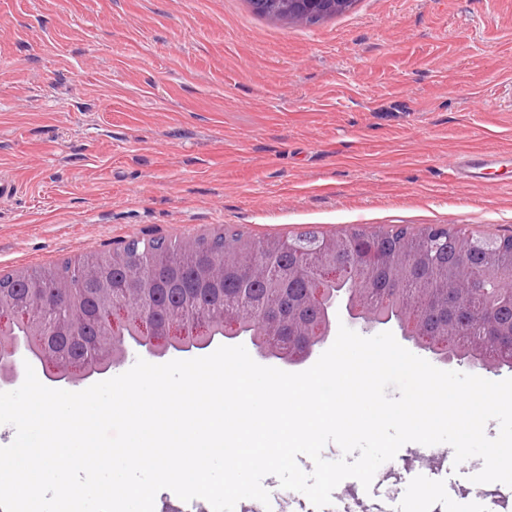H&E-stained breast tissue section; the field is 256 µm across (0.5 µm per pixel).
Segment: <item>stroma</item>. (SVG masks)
<instances>
[{
    "label": "stroma",
    "mask_w": 512,
    "mask_h": 512,
    "mask_svg": "<svg viewBox=\"0 0 512 512\" xmlns=\"http://www.w3.org/2000/svg\"><path fill=\"white\" fill-rule=\"evenodd\" d=\"M487 151L512 153V0H356L313 25L248 0H0L1 274L225 226L507 237L512 173L450 175ZM482 467L408 443L332 499L512 512L500 482L474 503ZM262 485L235 512H316Z\"/></svg>",
    "instance_id": "35a3bbf8"
}]
</instances>
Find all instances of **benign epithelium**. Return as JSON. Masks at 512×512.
Here are the masks:
<instances>
[{"instance_id":"benign-epithelium-1","label":"benign epithelium","mask_w":512,"mask_h":512,"mask_svg":"<svg viewBox=\"0 0 512 512\" xmlns=\"http://www.w3.org/2000/svg\"><path fill=\"white\" fill-rule=\"evenodd\" d=\"M475 241L489 255L506 250L512 252V237H477ZM463 273L467 287L474 291L488 276L512 287V266L506 270L488 268L479 274L465 269ZM307 278L309 288L304 301L321 309L324 317L305 326L298 325L294 316L284 314L277 305L266 308L260 321L244 303L223 312L218 322L200 307L192 312L189 319L180 311L159 321L152 315V309L137 305L134 298L115 301L108 297L100 307L93 350L80 360L62 352L54 353L48 347L50 336L63 337L71 342L81 340L76 335V328L59 331L50 318L19 311L0 294V388L17 381L21 364L26 361L39 363L53 383L76 385L121 364L131 349L163 357L169 353H192L214 343L241 337L249 340L263 359L299 363L328 340L336 321L342 317L350 324L387 325L386 319L378 317L373 310L369 288H355L347 304L330 298L329 285L342 278L340 267L319 268L307 273ZM434 311L433 307L421 313L410 312L402 306L394 309L399 327L418 348L428 350L443 360H465L474 367L485 365V348L488 346L493 345L512 354V336L498 334L494 307H488L480 318L483 339L477 349H465L457 345L452 335L432 328L428 318Z\"/></svg>"}]
</instances>
